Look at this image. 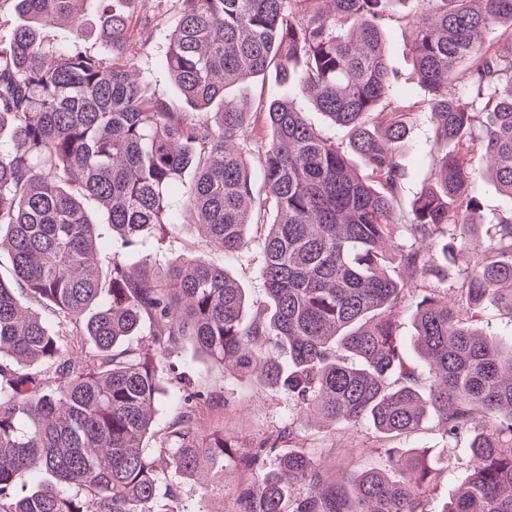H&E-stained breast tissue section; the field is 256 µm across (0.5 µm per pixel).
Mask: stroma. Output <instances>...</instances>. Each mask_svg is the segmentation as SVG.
Instances as JSON below:
<instances>
[{"instance_id":"1","label":"stroma","mask_w":512,"mask_h":512,"mask_svg":"<svg viewBox=\"0 0 512 512\" xmlns=\"http://www.w3.org/2000/svg\"><path fill=\"white\" fill-rule=\"evenodd\" d=\"M409 10V4L400 0L393 8V18L386 21L384 29L389 67L396 74L400 87L417 99L423 96L424 91L417 83L412 61L411 30L403 20ZM172 22V15H158L143 27L133 48L135 65L148 81L150 89L164 95L174 110L185 112L189 106L170 82L167 70L166 49ZM434 139L435 126L427 114L421 113L412 119L405 139L397 147V160L404 173L402 189L394 201L399 218L409 215L423 185L439 167L440 155ZM149 248L164 261L190 253L209 262L223 263L246 289L252 307H259L265 300L255 250L222 256L204 244L198 226L193 224L176 225L161 241L150 242ZM175 361L188 367L200 387L223 389L228 399L226 405L205 412L201 421L203 429L221 424L254 445L282 423L293 405L284 392L246 384L233 370L205 363L192 346H185ZM310 442L321 447L319 461L330 470L347 462L370 464L377 460L384 448L426 449L438 471L436 500L440 503L455 493L466 476V440L445 439L432 418L407 436L385 438L366 424L355 430H340L333 435L315 431Z\"/></svg>"}]
</instances>
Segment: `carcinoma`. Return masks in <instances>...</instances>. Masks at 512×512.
Wrapping results in <instances>:
<instances>
[{
	"instance_id": "cac0c4a2",
	"label": "carcinoma",
	"mask_w": 512,
	"mask_h": 512,
	"mask_svg": "<svg viewBox=\"0 0 512 512\" xmlns=\"http://www.w3.org/2000/svg\"><path fill=\"white\" fill-rule=\"evenodd\" d=\"M16 2L26 24L0 39V252L16 284L0 277V512H188L171 491L161 505L160 487L193 481L205 499L234 459L246 475L237 512H512V344L478 328L489 303L512 316V209L474 243L485 173L512 199V0H414L407 23L428 98L408 102L383 31L398 0H150L174 7L169 77L192 112L132 78L135 0H98L108 58L83 46L85 0ZM54 24L74 38L46 39ZM483 32L507 39L509 54ZM272 67L293 94L270 88L255 114L227 98ZM467 89L470 112L456 101ZM307 93L351 130L348 147L307 121ZM420 112L441 168L400 222L395 150ZM246 149L261 160L258 189ZM475 151L485 166L471 164ZM86 199L125 254L175 224L199 225L225 255L257 241L266 312L248 317L237 280L192 255L146 258L135 273L117 255L102 276ZM471 247L454 300L418 287L447 279ZM188 342L287 393L294 411L244 453L224 427L200 428L217 397L172 367L176 415L154 431L166 393L156 354ZM310 412L322 430L368 423L387 437L432 415L445 436H471L469 474L439 511L436 469L415 449L385 448L332 481L304 445L261 474L303 439ZM33 471L49 479L28 490L19 478Z\"/></svg>"
}]
</instances>
